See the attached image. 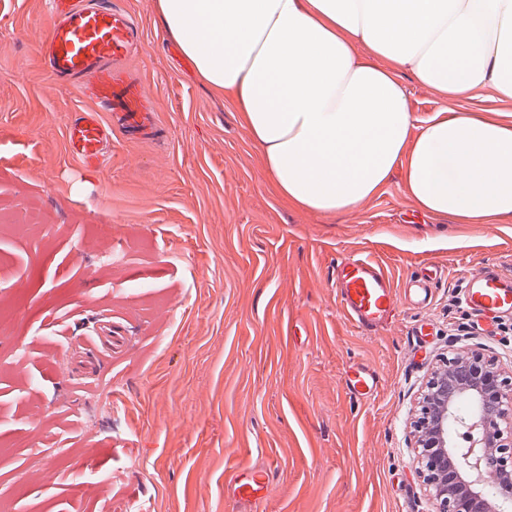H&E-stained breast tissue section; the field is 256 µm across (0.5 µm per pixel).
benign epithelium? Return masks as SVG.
<instances>
[{
  "instance_id": "7a95c632",
  "label": "benign epithelium",
  "mask_w": 512,
  "mask_h": 512,
  "mask_svg": "<svg viewBox=\"0 0 512 512\" xmlns=\"http://www.w3.org/2000/svg\"><path fill=\"white\" fill-rule=\"evenodd\" d=\"M463 396L476 404L460 420L466 447L448 438ZM411 443L432 512H504L512 502V374L467 345L451 352L420 394Z\"/></svg>"
}]
</instances>
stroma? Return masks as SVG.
Segmentation results:
<instances>
[{
  "label": "stroma",
  "mask_w": 512,
  "mask_h": 512,
  "mask_svg": "<svg viewBox=\"0 0 512 512\" xmlns=\"http://www.w3.org/2000/svg\"><path fill=\"white\" fill-rule=\"evenodd\" d=\"M119 2L165 138L113 132L89 168L65 130L91 102L41 53L49 0H0V512H237L248 465L270 472L258 512H429L412 412L449 345L512 368V335L459 322L466 271L512 270V224L410 223L397 177L345 215L288 207L155 0ZM353 256L403 302L370 335L336 302ZM433 263L422 308L406 282ZM379 382L375 370L365 366H358L356 370H350L345 378V384L354 394L365 396L373 392Z\"/></svg>",
  "instance_id": "1"
}]
</instances>
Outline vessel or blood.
Here are the masks:
<instances>
[{"mask_svg": "<svg viewBox=\"0 0 512 512\" xmlns=\"http://www.w3.org/2000/svg\"><path fill=\"white\" fill-rule=\"evenodd\" d=\"M55 22L43 53L52 74L94 101L71 122V154L88 166L97 165L113 130L137 139H156L160 127L140 74L128 59L140 41V28L118 0H51ZM110 113L111 122L101 119ZM336 298L348 319L359 329L373 332L392 324L401 306L389 276L379 263L354 257L336 267ZM464 303L477 314L493 317L512 312V274L483 266L466 275ZM379 382L375 370L365 366L349 371L345 384L365 396ZM269 475L247 470L235 479L237 503L257 505L266 498Z\"/></svg>", "mask_w": 512, "mask_h": 512, "instance_id": "b4317fda", "label": "vessel or blood"}]
</instances>
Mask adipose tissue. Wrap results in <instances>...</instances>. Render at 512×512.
Listing matches in <instances>:
<instances>
[{
	"mask_svg": "<svg viewBox=\"0 0 512 512\" xmlns=\"http://www.w3.org/2000/svg\"><path fill=\"white\" fill-rule=\"evenodd\" d=\"M167 36L236 113L289 207L343 215L401 174L410 204L512 224V0H157ZM411 73L448 101L417 121Z\"/></svg>",
	"mask_w": 512,
	"mask_h": 512,
	"instance_id": "ef3b65f1",
	"label": "adipose tissue"
}]
</instances>
